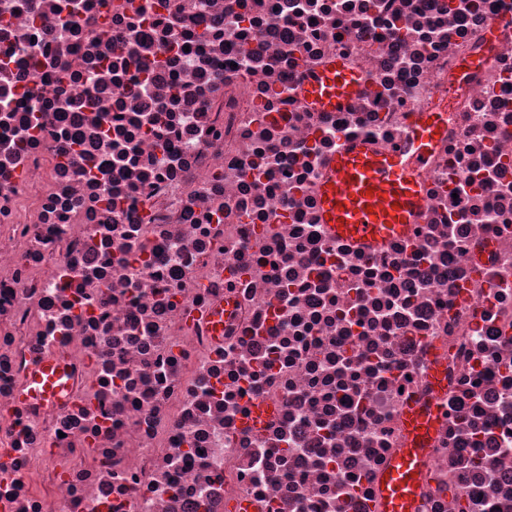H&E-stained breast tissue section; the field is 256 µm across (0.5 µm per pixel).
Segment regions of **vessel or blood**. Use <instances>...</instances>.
<instances>
[{
  "mask_svg": "<svg viewBox=\"0 0 512 512\" xmlns=\"http://www.w3.org/2000/svg\"><path fill=\"white\" fill-rule=\"evenodd\" d=\"M366 87L365 75L336 57L308 79L303 95L317 109L334 111ZM447 131L446 110H417L410 113L408 132L398 144L378 148L359 140L341 149L320 184L322 217L330 233L367 244L408 236L424 205L423 176ZM64 377L60 361L43 357L31 367L20 397L25 401L59 399L66 388ZM442 418L436 402L404 406L401 423L406 446L381 476L380 512H415L428 465V445Z\"/></svg>",
  "mask_w": 512,
  "mask_h": 512,
  "instance_id": "vessel-or-blood-1",
  "label": "vessel or blood"
}]
</instances>
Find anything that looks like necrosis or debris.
Segmentation results:
<instances>
[{
  "label": "necrosis or debris",
  "instance_id": "necrosis-or-debris-1",
  "mask_svg": "<svg viewBox=\"0 0 512 512\" xmlns=\"http://www.w3.org/2000/svg\"><path fill=\"white\" fill-rule=\"evenodd\" d=\"M470 2L0 0V512H378L435 361L418 512H512V31L447 98L512 0ZM336 56L371 86L316 110ZM442 106L411 234L333 236L329 159ZM491 61L490 53L483 55L464 54L456 61L457 80L452 84H448V97H452L457 93L458 85L462 84L464 78L473 72L482 70L489 65ZM65 376L61 362L45 356L31 367L20 397L24 401L58 400L66 388Z\"/></svg>",
  "mask_w": 512,
  "mask_h": 512
}]
</instances>
